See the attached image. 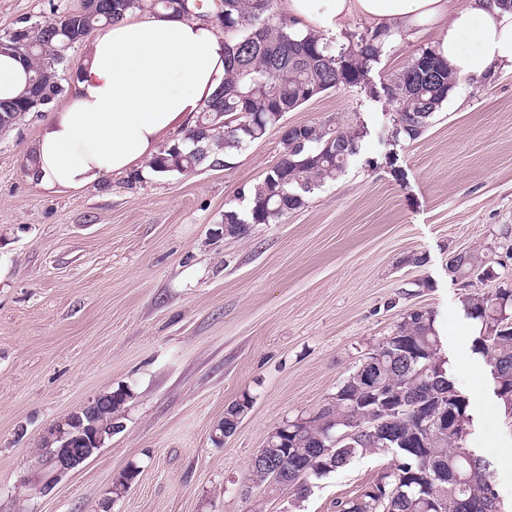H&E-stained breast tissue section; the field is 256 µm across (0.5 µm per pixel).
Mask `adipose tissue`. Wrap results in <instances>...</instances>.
Segmentation results:
<instances>
[{"mask_svg": "<svg viewBox=\"0 0 512 512\" xmlns=\"http://www.w3.org/2000/svg\"><path fill=\"white\" fill-rule=\"evenodd\" d=\"M279 0L301 31L343 33L352 20L394 38L436 27L434 48L459 76L512 68V10L495 0ZM224 81V36L198 21L134 11L86 45L65 100L32 145L31 182L79 191L141 169L163 132L184 127Z\"/></svg>", "mask_w": 512, "mask_h": 512, "instance_id": "adipose-tissue-1", "label": "adipose tissue"}]
</instances>
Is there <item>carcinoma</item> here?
Masks as SVG:
<instances>
[{"instance_id":"1","label":"carcinoma","mask_w":512,"mask_h":512,"mask_svg":"<svg viewBox=\"0 0 512 512\" xmlns=\"http://www.w3.org/2000/svg\"><path fill=\"white\" fill-rule=\"evenodd\" d=\"M273 0L260 12L255 0H99V7L81 8L47 20L21 21L0 34V52L15 43V31L28 28L37 41L32 52L18 57L26 64L27 88L16 99H0V133L14 129L24 118L45 110L68 90L65 77L69 52L91 31L103 30L133 10L167 11L187 20L212 22L224 29L227 42L225 78L204 102L195 124L163 146L147 168L161 175H182L201 164L218 163V156L231 159L251 143L277 127L282 115L293 112L321 93L366 83L373 64L386 45L385 35L369 29L349 30L342 43L333 46L315 33L299 34L288 21L271 14ZM460 79L431 47L417 50L407 65L394 74L387 86L393 95L386 141L417 139L455 91ZM42 101L39 108L31 98ZM369 134L360 122L347 128L300 124L286 133L281 142L280 161L250 187L249 207L241 213L224 211V223L231 235L246 234L250 224H273L283 215L305 205L306 194L319 185L336 180L359 156L362 141ZM449 271L473 287L499 277L489 253L466 250L454 257ZM467 317L479 323L472 350L488 358L495 378L501 380L499 398L512 396V288H498L492 294L473 291L465 297ZM399 338L414 352L433 351L440 346L432 312H408L365 361L382 363L377 384L392 397L422 394L430 406L452 410L470 425L469 401L448 375L422 371L426 359L395 354L390 338ZM343 395L334 394L313 417L298 415L292 437L280 448L268 449L273 457L284 456L304 472L294 473L288 488L304 491L307 481L347 468L369 453L390 457L392 465L380 479L352 500L336 503L339 512H431L427 503L439 501V512H485L495 490L489 481L490 463L481 460V471L470 474L465 439L445 428L427 431L419 417L399 414L389 428L404 442L394 448H346L339 444L331 455H319V440L327 423L367 426L369 410L363 386L354 375L342 383ZM129 397L125 388L106 395L109 407L102 413L83 409L73 416L88 430L108 436L121 426L123 406ZM456 471L462 480L440 481L439 474Z\"/></svg>"}]
</instances>
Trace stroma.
Instances as JSON below:
<instances>
[{
	"mask_svg": "<svg viewBox=\"0 0 512 512\" xmlns=\"http://www.w3.org/2000/svg\"><path fill=\"white\" fill-rule=\"evenodd\" d=\"M81 0H0V33ZM433 34L391 44L368 88L328 90L291 124L363 120L361 158L304 207L247 235L224 212L281 158L278 132L181 176L122 175L56 194L23 166L45 113L0 136V512H336L388 466L365 456L311 479L305 496L252 487L268 433L312 411L410 310L433 311L440 354L470 402L465 446L492 466L512 512V415L473 353L454 253L498 249L512 229V70L463 78L413 141L387 143L385 88ZM377 166H369V159ZM424 256L421 266L411 255ZM122 429L50 489L37 482L45 430L117 387ZM253 404L223 444L225 409ZM139 474L121 499L113 479Z\"/></svg>",
	"mask_w": 512,
	"mask_h": 512,
	"instance_id": "35a3bbf8",
	"label": "stroma"
}]
</instances>
